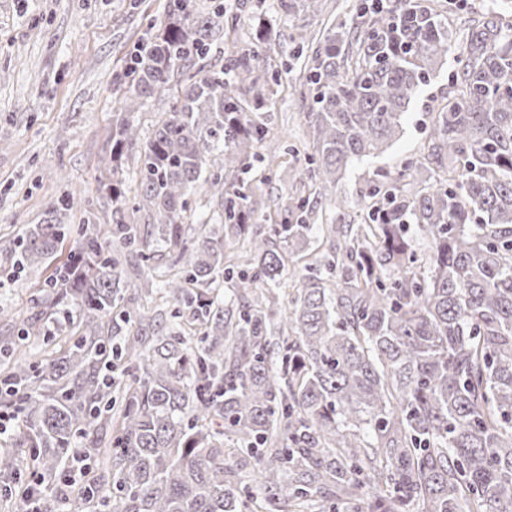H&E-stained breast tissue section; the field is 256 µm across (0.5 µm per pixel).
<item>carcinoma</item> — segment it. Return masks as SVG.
<instances>
[{"label":"carcinoma","instance_id":"obj_1","mask_svg":"<svg viewBox=\"0 0 512 512\" xmlns=\"http://www.w3.org/2000/svg\"><path fill=\"white\" fill-rule=\"evenodd\" d=\"M316 14L321 0H279ZM351 25L317 36L288 32L277 14L252 15L251 46L224 65L200 64L239 16L214 3L169 0L165 20L116 83L112 169L98 191L112 224L60 219L0 245L17 273L67 260L45 279L42 315L79 313L77 337L59 354L12 358L4 408L23 428L0 445V479L20 471L15 444L31 449L45 482L73 438L96 467L76 494L92 512H362L357 494L378 491L372 512H512V17L471 20L447 101L431 113L425 184L408 159L367 187L360 221L332 199L329 251L293 279L288 258L305 250L309 214L354 159L383 154L402 116L448 57V19L428 0H356ZM272 39L313 45L304 117L313 153L288 171L310 195L280 198L290 220L253 223L247 173L268 138L252 116L281 74L263 68ZM172 105L151 137L134 118L151 98ZM137 155L138 192L125 190L123 157ZM208 187L221 222L188 241V197ZM156 229L149 240L135 215ZM415 229L425 235L421 252ZM242 243L237 311L219 305L233 280L224 244ZM140 257L130 280L122 252ZM190 310L193 336L165 313L136 306L141 287ZM123 365L115 375L110 369ZM265 496L253 506L247 479Z\"/></svg>","mask_w":512,"mask_h":512}]
</instances>
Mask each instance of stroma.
<instances>
[{
    "label": "stroma",
    "mask_w": 512,
    "mask_h": 512,
    "mask_svg": "<svg viewBox=\"0 0 512 512\" xmlns=\"http://www.w3.org/2000/svg\"><path fill=\"white\" fill-rule=\"evenodd\" d=\"M354 0H327L322 14L281 15L285 29L304 24L324 31L350 23ZM167 0H0V238L16 237L41 223L47 208L70 200L68 224L94 212L111 221L112 206L97 192L112 138V115L121 111L113 81L135 50L165 17ZM268 70L282 72L275 96L260 118L272 136L285 137L293 153L255 164L252 192L260 223L278 224L285 213L276 200L284 185L280 169L302 164L312 151L301 99L307 91L303 62L293 43L273 45L264 56ZM448 61L424 86L405 113L403 133L381 156L353 161L334 193L348 200L351 214L364 206L369 184L394 175L402 162L422 155L432 109L446 101ZM47 270L14 276L12 258L0 252V336H20L23 320L43 309Z\"/></svg>",
    "instance_id": "1"
}]
</instances>
